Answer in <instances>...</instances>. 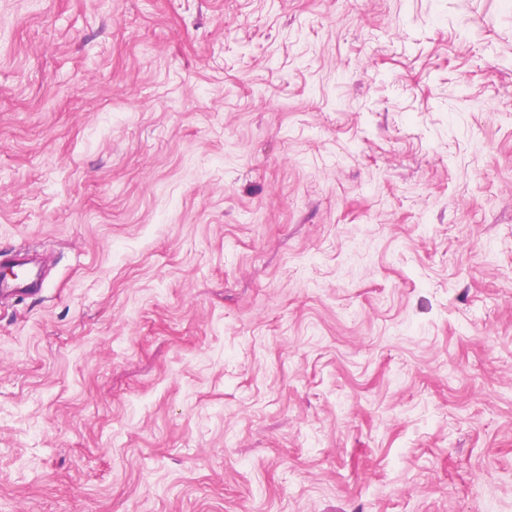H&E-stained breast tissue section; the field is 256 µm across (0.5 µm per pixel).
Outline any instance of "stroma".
Listing matches in <instances>:
<instances>
[{
	"mask_svg": "<svg viewBox=\"0 0 512 512\" xmlns=\"http://www.w3.org/2000/svg\"><path fill=\"white\" fill-rule=\"evenodd\" d=\"M0 512H512V0H0ZM36 277L31 272L23 276H15L8 278L5 274L0 278V296L4 292H9L15 295H22L24 293L32 292L37 290Z\"/></svg>",
	"mask_w": 512,
	"mask_h": 512,
	"instance_id": "obj_1",
	"label": "stroma"
}]
</instances>
